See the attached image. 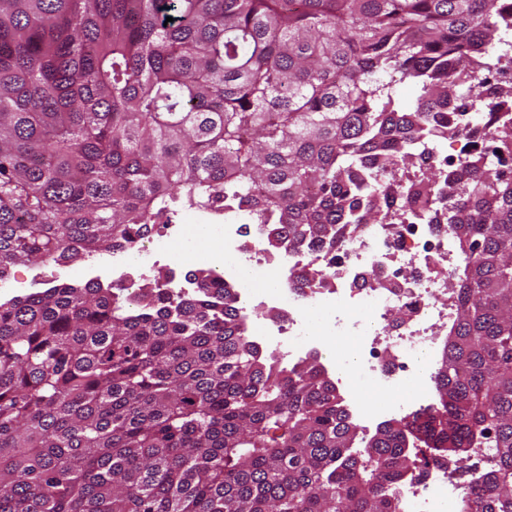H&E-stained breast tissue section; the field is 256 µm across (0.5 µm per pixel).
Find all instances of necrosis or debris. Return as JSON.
Masks as SVG:
<instances>
[{
	"instance_id": "4bbe7bcc",
	"label": "necrosis or debris",
	"mask_w": 512,
	"mask_h": 512,
	"mask_svg": "<svg viewBox=\"0 0 512 512\" xmlns=\"http://www.w3.org/2000/svg\"><path fill=\"white\" fill-rule=\"evenodd\" d=\"M511 75L508 64L491 67L484 92L453 103L464 132L459 148L451 153L443 145L426 144L422 167L448 176L460 170L465 152L496 156L491 128H474L471 119L491 116L499 124L512 122V109L501 107L493 95ZM447 203L448 190L443 187L420 199L408 214L348 229L334 258L318 248L272 251L264 242L261 224L254 225L251 243L242 244L239 225L215 223L200 213L195 223L165 225L158 238L134 250L112 252L106 261L92 255L88 261L105 275L119 270L112 286L133 302L142 275L133 268L132 256L155 259L173 254L185 263L199 239L220 238L223 259L212 274L237 282V310L248 335L292 367L313 355L325 365H339L342 375L337 383L348 413L366 429L375 420L423 411L433 404L439 334L453 328L457 315V298L448 289V279L459 271L461 261L447 230L435 229L424 218ZM299 268L311 270L313 276L298 286L289 274ZM247 271L254 279L268 280V287H253L243 278ZM398 309L406 317L396 322L392 313ZM270 310L280 313V321L268 322ZM344 337L355 338L352 349H330V342ZM468 491V481L449 476L447 467L440 465L425 479L397 488L398 510L454 512Z\"/></svg>"
}]
</instances>
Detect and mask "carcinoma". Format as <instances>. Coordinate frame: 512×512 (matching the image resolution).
I'll list each match as a JSON object with an SVG mask.
<instances>
[{
    "label": "carcinoma",
    "mask_w": 512,
    "mask_h": 512,
    "mask_svg": "<svg viewBox=\"0 0 512 512\" xmlns=\"http://www.w3.org/2000/svg\"><path fill=\"white\" fill-rule=\"evenodd\" d=\"M507 0H0V281L235 210L279 249L339 248L433 190L414 140L458 135ZM171 17L173 21L166 22ZM411 86L413 103L395 97ZM384 177L374 195L365 180ZM462 272L439 406L357 425L311 359L277 368L231 285H53L0 304V512H397L411 449H495L465 512H512V170L452 175Z\"/></svg>",
    "instance_id": "cac0c4a2"
}]
</instances>
